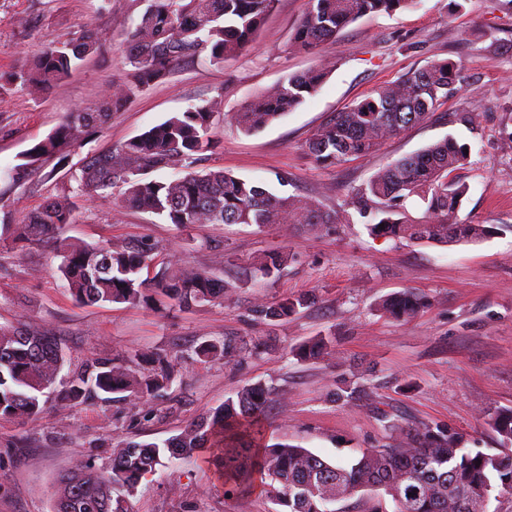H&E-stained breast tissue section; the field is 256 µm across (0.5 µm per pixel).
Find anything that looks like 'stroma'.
Masks as SVG:
<instances>
[{"label":"stroma","mask_w":512,"mask_h":512,"mask_svg":"<svg viewBox=\"0 0 512 512\" xmlns=\"http://www.w3.org/2000/svg\"><path fill=\"white\" fill-rule=\"evenodd\" d=\"M308 0H277L253 44L211 65L179 62L167 80L144 89L102 127L73 146L68 167L28 161L29 150L80 106L99 102L126 79L124 47L140 13L131 0H0V72L40 56L49 43L91 28L103 44L49 92L16 86L0 93V220L25 215L68 189L72 169L89 156L162 123L190 105L223 103L213 124V145L198 171L223 170L323 210L345 209L350 192L378 167L454 134L471 141L469 164L456 175L470 186L454 224H499L501 234L476 243L437 246L369 234L363 224H330L318 233L300 226L264 228L196 224L179 228L161 216L123 207L118 195L79 202L66 234L87 245L147 241L174 262L228 282L223 301L191 307L154 300L83 305L57 271L53 244L0 239V326L50 331L65 355L64 374L105 360L165 352L178 373L149 407L119 398L106 402L42 399L32 419L0 416V512H51L58 475L77 462H108L124 440L163 442L180 434L243 386L273 387L266 408L267 440L309 449L324 460L348 462L362 449L386 443L382 418L402 416L410 428L447 427L464 447L498 452L503 444L488 412L512 408V0H422L390 14L347 25L325 49L298 52L291 34ZM435 59L460 62L464 88L426 122L390 139L373 154L332 165L316 162L305 143L333 115L381 86ZM319 64L329 67L320 89L262 131H240L232 115L257 94ZM480 103L483 135L471 138L450 125L453 113ZM30 164L24 186L9 173ZM274 251L292 255L285 270L264 280H241L244 268ZM411 290L426 305L407 323L379 304ZM303 294L308 306L267 322L254 306ZM335 341L318 360L292 350L320 335ZM253 342L240 362L196 360L195 348L224 337ZM354 374V393L335 401L336 380ZM129 512H272L264 494L224 491L201 458L165 462L126 497Z\"/></svg>","instance_id":"1"}]
</instances>
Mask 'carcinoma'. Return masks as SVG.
<instances>
[{"label":"carcinoma","mask_w":512,"mask_h":512,"mask_svg":"<svg viewBox=\"0 0 512 512\" xmlns=\"http://www.w3.org/2000/svg\"><path fill=\"white\" fill-rule=\"evenodd\" d=\"M144 5L130 33L126 81L112 87L101 103L80 106L59 128L29 152L32 161L54 162L64 168L65 148L85 129L103 125L110 112L130 101L151 84L168 78L184 58L214 64L236 56L254 41L277 0H134ZM416 0H309L310 8L294 30L291 45L316 51L336 38L348 24L370 14H390ZM101 47L93 29L66 43L53 44L31 63L9 73L5 81L31 91L50 88ZM326 71L314 67L288 77L233 114L246 133L258 132L293 111L321 87ZM464 87L461 65L435 60L401 80L385 85L369 97L336 113L307 142L309 153L322 164L370 155L384 141L425 122L439 106ZM218 101L207 100L149 128L107 154L83 162L71 175L74 192L92 200L121 189L122 203L163 217L168 223L193 224H302L318 230L326 224L353 223L348 211L337 216L309 199L277 195L262 185L224 171H192L191 164L212 144ZM481 105L455 114L453 122L473 136L482 135ZM470 148L450 134L421 151L374 172L354 190L347 206L364 219L370 234L393 240L444 244L482 241L511 226L450 224L448 217L470 191L451 178L469 163ZM185 173L167 181L148 179L153 171L176 166ZM419 198L428 219L412 221L406 203ZM70 192L47 200L22 224L0 225V237L29 242L51 239L56 245L58 271L75 300L82 304L128 303L155 293L182 307L224 297V281L194 269L160 260L155 244L129 246L107 243L81 245L64 236L73 223ZM384 228H379V225ZM291 260L280 251L262 256L244 270L251 278L280 274ZM306 296H285L271 306L254 309L262 320L277 321L307 305ZM424 297L404 291L386 299L385 313L400 321L416 317ZM331 337L313 338L293 350L300 360L318 359L330 347ZM246 347L230 338L222 343L202 342L197 358H224L230 364ZM65 359L53 336L0 326V415L33 418L41 411L43 392L36 385L53 386ZM144 368L103 361L90 371L68 377L59 397L88 400L102 394L146 403L166 391L175 380L167 355H144ZM270 387L259 381L244 386L200 423L164 441L126 442L112 449L102 468L88 460L57 478L52 512H127L123 500L112 495L119 485L129 493L152 474L162 458L202 457L220 473L222 484L242 492L259 488L276 505L274 512H323V505L357 494H374L365 512H500L493 502L512 496V454L472 452L459 437L438 425L426 424L411 434L399 419H387L390 442L365 448L347 463L332 464L306 448L268 444L264 406ZM488 424L512 444V408L490 413Z\"/></svg>","instance_id":"1"}]
</instances>
